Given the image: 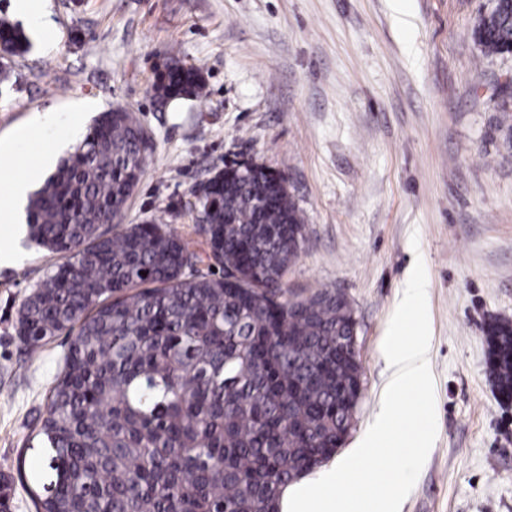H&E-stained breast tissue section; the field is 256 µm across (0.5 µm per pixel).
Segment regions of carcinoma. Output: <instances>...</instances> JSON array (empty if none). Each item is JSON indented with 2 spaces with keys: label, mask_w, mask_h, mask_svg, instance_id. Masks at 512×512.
<instances>
[{
  "label": "carcinoma",
  "mask_w": 512,
  "mask_h": 512,
  "mask_svg": "<svg viewBox=\"0 0 512 512\" xmlns=\"http://www.w3.org/2000/svg\"><path fill=\"white\" fill-rule=\"evenodd\" d=\"M0 49L23 56L22 28L0 21ZM472 36L512 55V0ZM154 97L205 96L199 69L169 59ZM152 150L135 113L101 112L28 200L32 241L63 262L20 311L31 354L66 334L65 366L41 434L52 479L40 512H280L295 476L336 453L361 372L349 302L331 288L290 304L282 274L304 217L285 179L254 162L213 184L220 206L207 271L168 219L113 233ZM501 393L512 397V322L484 327Z\"/></svg>",
  "instance_id": "cac0c4a2"
}]
</instances>
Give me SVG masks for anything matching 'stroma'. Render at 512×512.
<instances>
[{"instance_id":"obj_1","label":"stroma","mask_w":512,"mask_h":512,"mask_svg":"<svg viewBox=\"0 0 512 512\" xmlns=\"http://www.w3.org/2000/svg\"><path fill=\"white\" fill-rule=\"evenodd\" d=\"M53 42L32 38L0 85V137L44 114L43 149L69 127L137 113L153 152L122 226L170 215L191 250L198 187L252 159L282 173L305 217L289 296L345 294L357 320L362 393L337 458L362 439L390 371L382 344L423 259L437 436L401 512H512V405L497 399L484 324L512 321V56L471 33L488 0H42ZM199 67L204 99L159 109L167 58ZM0 496L35 512L50 473L38 431L69 339L24 354L25 299L61 262L27 226L0 223Z\"/></svg>"}]
</instances>
